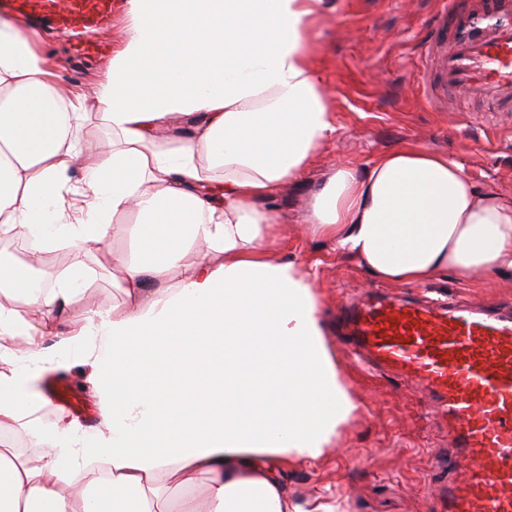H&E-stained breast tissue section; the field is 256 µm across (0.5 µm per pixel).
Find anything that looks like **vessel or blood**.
Wrapping results in <instances>:
<instances>
[{
	"instance_id": "obj_1",
	"label": "vessel or blood",
	"mask_w": 512,
	"mask_h": 512,
	"mask_svg": "<svg viewBox=\"0 0 512 512\" xmlns=\"http://www.w3.org/2000/svg\"><path fill=\"white\" fill-rule=\"evenodd\" d=\"M22 18H42L96 52L113 0H8ZM440 42L430 102L481 95L512 107V0H451L431 21ZM346 344L368 366L424 392L453 445L442 512H512V315L458 303L371 296L345 312Z\"/></svg>"
}]
</instances>
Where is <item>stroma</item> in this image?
Masks as SVG:
<instances>
[{
    "instance_id": "1",
    "label": "stroma",
    "mask_w": 512,
    "mask_h": 512,
    "mask_svg": "<svg viewBox=\"0 0 512 512\" xmlns=\"http://www.w3.org/2000/svg\"><path fill=\"white\" fill-rule=\"evenodd\" d=\"M444 0H324L308 46L322 72L333 104L336 134L311 160L304 175L270 202L285 230L269 243L271 255L316 272L325 340L335 355L357 409L334 448L316 464L288 467L286 484L301 501L330 488L345 512H440L435 483L443 479L436 459L447 452V430L433 416L429 401L387 371L357 368L337 321L339 309L369 291L419 302L430 295L512 314V270L478 276L475 283L455 278L424 284H392L367 273L335 245L309 236L300 226L337 162L367 168L382 153L415 144L461 165L475 184L512 199V111H493L485 102L431 105L423 95L430 83L434 51L430 20ZM123 34L122 18L101 35L102 57L77 56L71 40L41 29L42 49L66 87L90 88L106 70L112 48ZM65 270L84 276L88 292L75 301L108 307L120 302L99 255L63 248ZM51 377L69 385L75 404L68 410L85 431L102 417L90 368L73 360Z\"/></svg>"
}]
</instances>
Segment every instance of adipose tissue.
I'll return each mask as SVG.
<instances>
[{"instance_id":"adipose-tissue-1","label":"adipose tissue","mask_w":512,"mask_h":512,"mask_svg":"<svg viewBox=\"0 0 512 512\" xmlns=\"http://www.w3.org/2000/svg\"><path fill=\"white\" fill-rule=\"evenodd\" d=\"M126 3V34L90 92H59L33 31L0 16V233L35 254L131 240L112 257L122 302L63 325L85 289L35 283L29 264L0 258V428L38 430L37 382L81 344L106 425L90 440L58 413L25 455L1 436L0 512H338L328 489L290 499L284 474L320 461L356 404L313 273L267 248L281 226L269 200L336 131L307 53L323 0ZM93 110L109 153L89 148ZM177 118L189 137L169 136ZM75 167L90 191L82 211L65 204ZM303 222L392 282L512 269V202L416 146L337 165ZM170 473L205 477L204 496L169 505Z\"/></svg>"}]
</instances>
